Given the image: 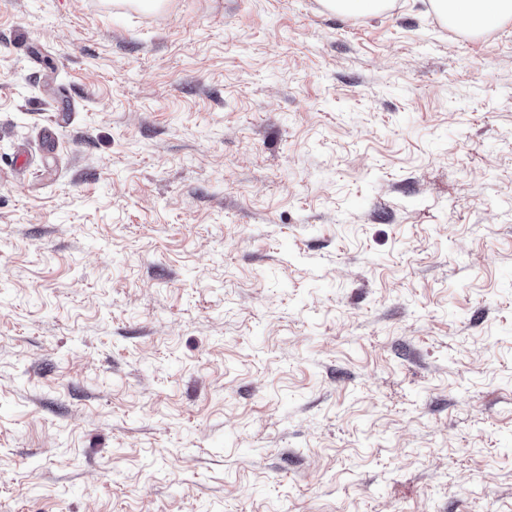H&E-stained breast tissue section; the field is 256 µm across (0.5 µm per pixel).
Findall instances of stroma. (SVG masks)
I'll use <instances>...</instances> for the list:
<instances>
[{"label": "stroma", "mask_w": 512, "mask_h": 512, "mask_svg": "<svg viewBox=\"0 0 512 512\" xmlns=\"http://www.w3.org/2000/svg\"><path fill=\"white\" fill-rule=\"evenodd\" d=\"M0 512H512V21L0 0Z\"/></svg>", "instance_id": "stroma-1"}]
</instances>
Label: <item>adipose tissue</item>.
Listing matches in <instances>:
<instances>
[{"label": "adipose tissue", "mask_w": 512, "mask_h": 512, "mask_svg": "<svg viewBox=\"0 0 512 512\" xmlns=\"http://www.w3.org/2000/svg\"><path fill=\"white\" fill-rule=\"evenodd\" d=\"M430 4L444 23L471 33L512 20V0H430Z\"/></svg>", "instance_id": "adipose-tissue-1"}]
</instances>
